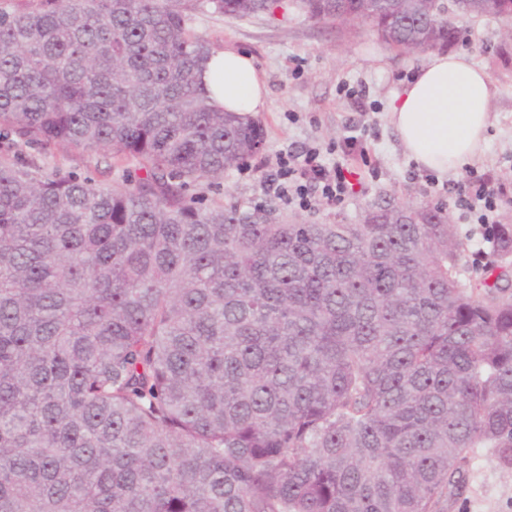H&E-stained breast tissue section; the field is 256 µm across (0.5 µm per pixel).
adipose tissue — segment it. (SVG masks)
Wrapping results in <instances>:
<instances>
[{"label":"adipose tissue","instance_id":"adipose-tissue-1","mask_svg":"<svg viewBox=\"0 0 512 512\" xmlns=\"http://www.w3.org/2000/svg\"><path fill=\"white\" fill-rule=\"evenodd\" d=\"M202 82L215 105L255 114L267 107L263 77L251 55L212 53ZM497 87L467 53H431L390 103L387 120L407 155L438 176L457 174L482 153Z\"/></svg>","mask_w":512,"mask_h":512}]
</instances>
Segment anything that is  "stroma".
<instances>
[{
	"mask_svg": "<svg viewBox=\"0 0 512 512\" xmlns=\"http://www.w3.org/2000/svg\"><path fill=\"white\" fill-rule=\"evenodd\" d=\"M283 2V8L255 17L200 13L191 21L193 31L213 50L233 48L252 56L265 80L268 108L257 115L265 131L263 148L226 170L223 178L191 183L185 189L187 200L204 208L236 205L288 224H358L378 205H441L464 244L459 281L466 292L483 294V270L475 266L474 256L480 251L493 254L494 247L483 226L468 223L455 203L454 190L463 186L465 174L440 178L419 168L386 119L393 96L426 60V53L389 46L363 23L320 22L300 10L296 0ZM447 19L463 32L452 50L469 54L498 89L485 150L473 167L494 173L506 184L509 195L500 204L499 220L512 224V19L453 13ZM351 88L363 89V97H349ZM348 136L357 137L366 149L364 159L355 164L354 195L339 204L316 197L310 208L302 209L270 190L267 179L277 173L282 157L338 146ZM12 149L42 174H69L101 187L126 186L141 175L130 161L73 147L16 146L1 134L0 155ZM467 469V483L449 500L446 512H512V471L500 465L491 449H475Z\"/></svg>",
	"mask_w": 512,
	"mask_h": 512,
	"instance_id": "35a3bbf8",
	"label": "stroma"
}]
</instances>
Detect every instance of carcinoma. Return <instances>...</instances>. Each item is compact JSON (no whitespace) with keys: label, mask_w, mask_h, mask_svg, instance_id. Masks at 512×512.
Masks as SVG:
<instances>
[{"label":"carcinoma","mask_w":512,"mask_h":512,"mask_svg":"<svg viewBox=\"0 0 512 512\" xmlns=\"http://www.w3.org/2000/svg\"><path fill=\"white\" fill-rule=\"evenodd\" d=\"M420 51L432 0H299ZM277 0H0V128L133 160L104 189L0 160V512H445L512 469V300L461 291L438 207L258 224L186 185L264 144L210 103L193 14ZM512 256V224L491 229ZM460 495L445 512H512V471L502 467L490 448H476Z\"/></svg>","instance_id":"carcinoma-1"}]
</instances>
